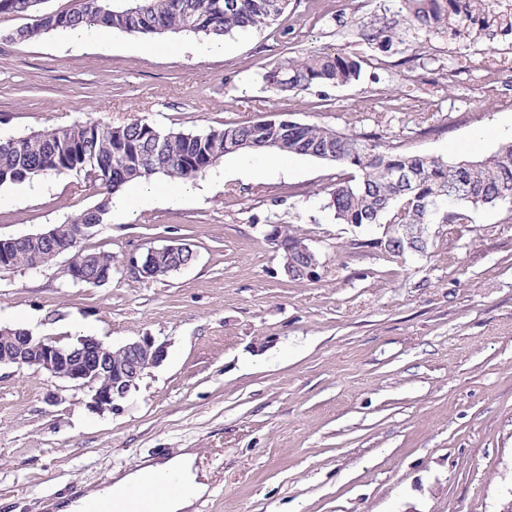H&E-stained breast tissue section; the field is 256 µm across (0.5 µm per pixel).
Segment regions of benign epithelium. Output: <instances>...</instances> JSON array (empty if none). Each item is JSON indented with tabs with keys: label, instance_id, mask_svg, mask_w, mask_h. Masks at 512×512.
<instances>
[{
	"label": "benign epithelium",
	"instance_id": "obj_1",
	"mask_svg": "<svg viewBox=\"0 0 512 512\" xmlns=\"http://www.w3.org/2000/svg\"><path fill=\"white\" fill-rule=\"evenodd\" d=\"M265 238L281 253L286 275L307 279L317 275L319 258L315 250H307V258L298 263L285 246L280 227L272 226ZM181 248L182 244L174 241L148 249L133 260L134 273L144 278L156 275L162 256L173 255ZM166 357V344L149 335L119 347L93 336H82L77 343L62 347L35 339L27 329L0 327V366L36 367L76 382L89 389L90 407L99 413L116 408V401L125 398L144 373L161 365Z\"/></svg>",
	"mask_w": 512,
	"mask_h": 512
}]
</instances>
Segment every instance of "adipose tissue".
<instances>
[{
	"instance_id": "obj_1",
	"label": "adipose tissue",
	"mask_w": 512,
	"mask_h": 512,
	"mask_svg": "<svg viewBox=\"0 0 512 512\" xmlns=\"http://www.w3.org/2000/svg\"><path fill=\"white\" fill-rule=\"evenodd\" d=\"M174 482L183 485L182 493H168V486ZM134 487L166 494L167 512H192L195 503L207 493L209 484L205 471L196 465L195 453L187 450L163 461H144L127 473H113L110 486L91 490L90 495L118 500Z\"/></svg>"
}]
</instances>
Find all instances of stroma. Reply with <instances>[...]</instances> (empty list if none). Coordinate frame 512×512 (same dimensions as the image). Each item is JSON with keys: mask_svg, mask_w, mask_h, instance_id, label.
I'll return each mask as SVG.
<instances>
[{"mask_svg": "<svg viewBox=\"0 0 512 512\" xmlns=\"http://www.w3.org/2000/svg\"><path fill=\"white\" fill-rule=\"evenodd\" d=\"M398 0H288L279 28L226 37L221 55L74 46L64 30L7 39L0 17V134L136 121L204 134L281 115L374 133L407 152L476 159L512 140V33L409 30L390 52L362 37ZM327 49L363 59L357 82L273 94L262 75ZM254 182L244 159L203 174L186 206L146 205L84 242L113 256L97 287L0 270V326L71 345L142 335L167 357L113 411L43 369L0 368V512H56L72 487L192 448L209 475L194 512H505L512 504V211L436 224L425 252L388 258L385 225L323 210L334 164L286 156ZM0 238L35 234L96 204L82 174L0 186ZM305 234L316 280L293 281L265 239ZM196 259L144 279L132 259L172 241Z\"/></svg>", "mask_w": 512, "mask_h": 512, "instance_id": "35a3bbf8", "label": "stroma"}]
</instances>
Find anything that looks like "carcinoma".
I'll use <instances>...</instances> for the list:
<instances>
[{"mask_svg": "<svg viewBox=\"0 0 512 512\" xmlns=\"http://www.w3.org/2000/svg\"><path fill=\"white\" fill-rule=\"evenodd\" d=\"M410 29L432 34H470L486 23L488 0H400ZM46 0H0V16L29 19L8 33L12 41L27 42L55 30L96 24L129 34L191 32L222 39L242 29L264 30L277 24L288 0H76L69 10L49 11ZM388 52L400 39L396 25L385 23L364 33ZM361 61L355 57L317 52L289 56L266 71L263 81L275 92L303 91L312 86H345L359 79ZM273 151L332 162L344 170L326 188L323 209L339 224H406L407 234L385 233L375 241L391 259L406 250L425 251L426 233L433 224H473L481 207L512 208V142H504L479 159L441 157L397 151L374 134H346L319 124L288 121L284 126L258 121L227 124L206 134L162 130L148 122L101 128L85 122L43 133L0 137V185L23 182L44 173L84 174L97 203L54 227L53 244L69 247L87 271L83 284L96 285L98 273L112 271V255L73 247L75 227L90 217L105 222L112 195L142 177L163 175L192 181L233 154ZM296 258H304L307 238L286 233ZM49 247L42 240L0 258L5 269L25 266L33 251Z\"/></svg>", "mask_w": 512, "mask_h": 512, "instance_id": "1", "label": "carcinoma"}]
</instances>
